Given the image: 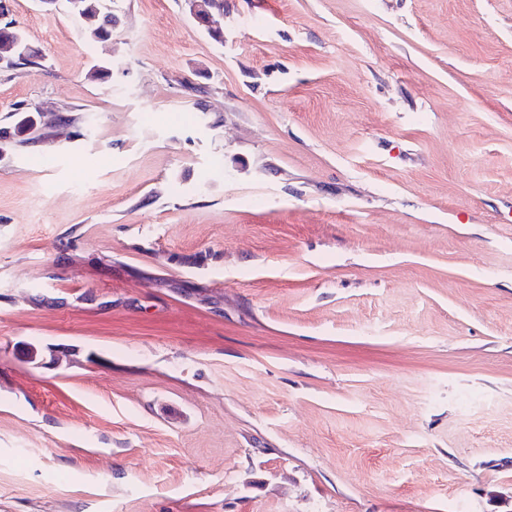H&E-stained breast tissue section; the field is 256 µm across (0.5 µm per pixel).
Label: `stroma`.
Here are the masks:
<instances>
[{
    "mask_svg": "<svg viewBox=\"0 0 512 512\" xmlns=\"http://www.w3.org/2000/svg\"><path fill=\"white\" fill-rule=\"evenodd\" d=\"M6 3L0 512H512V0ZM103 0H81L82 13L85 17H97L95 27L80 30L81 37L87 42L103 41L112 35V13L104 11ZM13 24V21H9L3 26L0 25V58L3 56L6 59L4 62L6 67L35 63L32 59L37 56L36 50L28 42L24 33ZM17 42H19L18 46L9 48ZM32 110L34 109L31 107L20 108L13 114L14 127L17 130L28 132L25 137L14 141L15 146L27 147L30 144H36L37 142H45L53 136L52 128L45 124H40V122L38 124L34 123L32 117H37L36 115H39L38 112H40L43 123L50 122L56 126V117L58 113H42L45 111L39 108L37 112H31ZM44 116H48V118Z\"/></svg>",
    "mask_w": 512,
    "mask_h": 512,
    "instance_id": "1",
    "label": "stroma"
}]
</instances>
